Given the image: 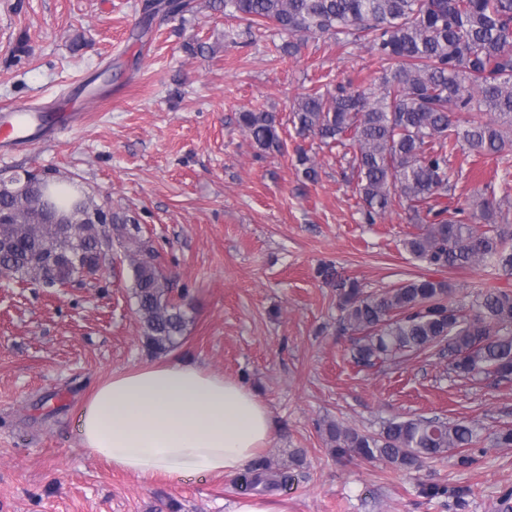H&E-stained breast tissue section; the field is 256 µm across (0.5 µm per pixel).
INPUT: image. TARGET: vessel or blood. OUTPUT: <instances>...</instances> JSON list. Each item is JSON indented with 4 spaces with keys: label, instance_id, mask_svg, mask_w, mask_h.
Returning <instances> with one entry per match:
<instances>
[{
    "label": "vessel or blood",
    "instance_id": "b4317fda",
    "mask_svg": "<svg viewBox=\"0 0 512 512\" xmlns=\"http://www.w3.org/2000/svg\"><path fill=\"white\" fill-rule=\"evenodd\" d=\"M79 121L75 112H44L19 106L0 109V152L9 154L36 141L52 143Z\"/></svg>",
    "mask_w": 512,
    "mask_h": 512
}]
</instances>
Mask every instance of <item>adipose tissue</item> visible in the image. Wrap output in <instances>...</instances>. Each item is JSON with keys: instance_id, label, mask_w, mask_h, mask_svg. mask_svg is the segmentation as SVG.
Listing matches in <instances>:
<instances>
[{"instance_id": "1", "label": "adipose tissue", "mask_w": 512, "mask_h": 512, "mask_svg": "<svg viewBox=\"0 0 512 512\" xmlns=\"http://www.w3.org/2000/svg\"><path fill=\"white\" fill-rule=\"evenodd\" d=\"M271 436L269 410L251 388L183 361L113 374L80 426L83 448L146 479L239 474Z\"/></svg>"}]
</instances>
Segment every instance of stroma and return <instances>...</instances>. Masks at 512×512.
<instances>
[{"instance_id":"obj_1","label":"stroma","mask_w":512,"mask_h":512,"mask_svg":"<svg viewBox=\"0 0 512 512\" xmlns=\"http://www.w3.org/2000/svg\"><path fill=\"white\" fill-rule=\"evenodd\" d=\"M165 0H0V106H51L69 92L85 122L51 145L0 157V178L71 177L98 202L134 216L189 316L168 361H192L243 381L267 406L262 455L286 463L288 488L268 494L285 512H512V381L455 376L437 346L358 363L339 330L336 283L379 294L418 275L448 282L470 303L484 283L512 292V274L438 268L404 248L417 232L393 206L362 219L346 159L297 135L291 112L316 89L378 87L362 42L300 36L294 54L273 26L248 27L214 0L144 26ZM276 113L281 151L260 152L239 112ZM307 154L317 182L302 175ZM460 197L512 199V152L450 160ZM133 277L112 272L49 294L0 275V512H228L241 492L231 476L143 479L118 472L80 444V414L112 374L153 363L143 346ZM465 420L483 442L476 461L456 451L417 471L337 458L324 432L335 422L368 433L392 418ZM424 483L463 488V500L428 497Z\"/></svg>"}]
</instances>
